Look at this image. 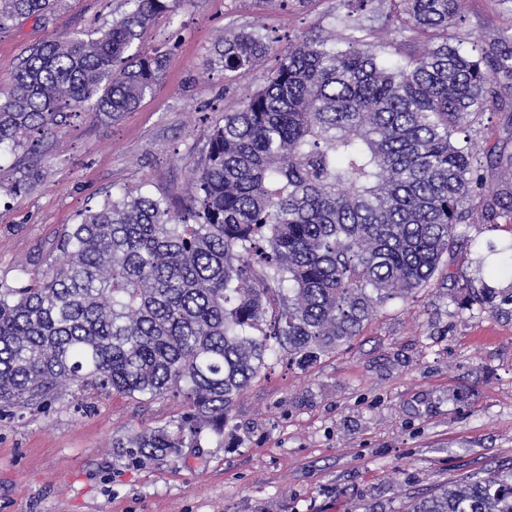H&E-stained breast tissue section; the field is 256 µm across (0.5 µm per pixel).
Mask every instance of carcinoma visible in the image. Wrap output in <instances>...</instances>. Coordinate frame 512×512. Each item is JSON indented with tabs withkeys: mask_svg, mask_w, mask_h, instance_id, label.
Returning a JSON list of instances; mask_svg holds the SVG:
<instances>
[{
	"mask_svg": "<svg viewBox=\"0 0 512 512\" xmlns=\"http://www.w3.org/2000/svg\"><path fill=\"white\" fill-rule=\"evenodd\" d=\"M55 0H0V30ZM96 34L29 49L0 91V145L21 146L88 110L133 112L163 76L143 36L191 0H127ZM339 17L343 47L313 34L283 51L224 112L194 169L184 211L124 194L81 214L49 271L0 281V411L62 401L68 389L149 399L185 412L112 440L141 461L179 456L224 427L246 387L282 358L305 370L360 335L377 309L432 285L456 229L479 210L512 220V154L473 149L512 83V52L464 53L448 30L458 0H389L394 38L369 40L380 0ZM272 42L224 38L215 62L251 71ZM465 133L463 139L457 134ZM460 305L512 320V286L470 281ZM404 512H512V466L473 472Z\"/></svg>",
	"mask_w": 512,
	"mask_h": 512,
	"instance_id": "obj_1",
	"label": "carcinoma"
}]
</instances>
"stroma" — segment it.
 I'll return each instance as SVG.
<instances>
[{
  "label": "stroma",
  "mask_w": 512,
  "mask_h": 512,
  "mask_svg": "<svg viewBox=\"0 0 512 512\" xmlns=\"http://www.w3.org/2000/svg\"><path fill=\"white\" fill-rule=\"evenodd\" d=\"M127 0H60L45 20L0 31V85L33 45L93 33ZM346 0H192L159 16L146 48L168 52L140 107L112 121L70 118L36 149L0 147V279L45 272L81 213L126 193L186 188L224 110L313 32L331 35ZM264 25L276 43L256 70L212 65L222 38ZM463 50L512 49V0H463ZM483 117L476 148L512 152V87ZM438 282L380 309L360 336L303 370L280 362L238 398L223 438L139 462L117 435L160 427L182 397L154 400L88 388L23 416L0 414V512H403L478 469L512 462V321L459 309L455 285L483 258L489 284H512V226L459 225Z\"/></svg>",
  "instance_id": "35a3bbf8"
}]
</instances>
